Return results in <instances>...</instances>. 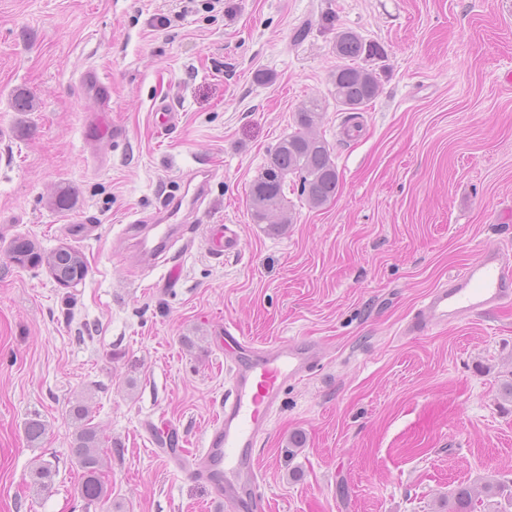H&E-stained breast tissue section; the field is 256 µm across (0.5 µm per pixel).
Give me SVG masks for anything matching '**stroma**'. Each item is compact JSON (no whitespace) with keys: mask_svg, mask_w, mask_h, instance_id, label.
Listing matches in <instances>:
<instances>
[{"mask_svg":"<svg viewBox=\"0 0 512 512\" xmlns=\"http://www.w3.org/2000/svg\"><path fill=\"white\" fill-rule=\"evenodd\" d=\"M204 2L0 0V512H228L194 474L232 386L228 324L318 352L253 448L271 512H448L459 483L512 486V303L402 333L485 250L512 257V0ZM340 28L384 51L352 135L331 94ZM92 67L112 86L93 143ZM311 97L338 190L318 208L289 194L273 235L249 186ZM198 172L205 201L182 207L164 259L136 265L129 224L156 223ZM209 224L233 225L236 250L212 257ZM18 237L78 249L86 279L16 266ZM79 399L106 452L102 505L70 452Z\"/></svg>","mask_w":512,"mask_h":512,"instance_id":"35a3bbf8","label":"stroma"}]
</instances>
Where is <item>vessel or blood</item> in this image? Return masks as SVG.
<instances>
[{
	"instance_id": "1",
	"label": "vessel or blood",
	"mask_w": 512,
	"mask_h": 512,
	"mask_svg": "<svg viewBox=\"0 0 512 512\" xmlns=\"http://www.w3.org/2000/svg\"><path fill=\"white\" fill-rule=\"evenodd\" d=\"M181 202L165 207L167 221L154 227V243L138 254L142 263H152L164 254L171 231L169 222L177 217ZM209 253L223 257L228 241L223 225L206 228ZM512 299V264L498 251H486L449 287L433 289L425 298L418 316L407 330L423 332L432 325L449 323L464 316H481ZM315 363L312 346L285 341L264 352L261 359H240L233 378V389L207 435L204 459L224 472L213 481L217 499L231 512H270L271 503L262 491L252 457V448L268 424L284 386L303 378Z\"/></svg>"
}]
</instances>
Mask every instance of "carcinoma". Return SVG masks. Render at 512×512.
I'll list each match as a JSON object with an SVG mask.
<instances>
[{"mask_svg":"<svg viewBox=\"0 0 512 512\" xmlns=\"http://www.w3.org/2000/svg\"><path fill=\"white\" fill-rule=\"evenodd\" d=\"M334 50L336 56L347 61L332 75V94L336 105L349 113V118L364 111L377 97L380 82L377 73L356 61L374 60L383 56L381 47L365 40L350 29L336 31ZM323 110L322 100L310 97L296 115L298 130L282 138L269 152L268 160L260 174L249 187L248 204L254 223L266 225L269 233L279 232L291 223L287 216L288 183L298 186L300 195L313 207H320L336 196L338 176L332 151L324 139L309 133ZM280 216V221H269L270 216ZM11 261L20 267L46 266L53 279L60 285L77 286L88 273L83 254L66 244L45 253L26 238H17L10 249ZM71 413L78 427L72 441L71 452L83 471L81 497L87 504H97L106 496L102 481V452L96 427L86 422L87 411L81 403L72 406ZM53 465L41 462L34 469V481L42 489L51 485ZM484 497L475 495L473 488L463 483L457 485L448 497V512H482L484 499L497 497L501 484L493 478L482 483Z\"/></svg>","mask_w":512,"mask_h":512,"instance_id":"obj_1","label":"carcinoma"}]
</instances>
